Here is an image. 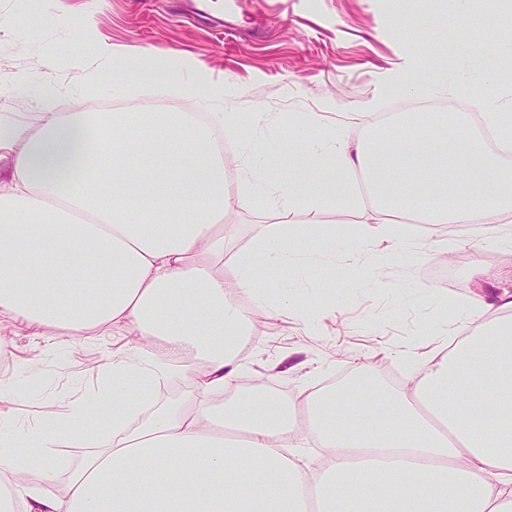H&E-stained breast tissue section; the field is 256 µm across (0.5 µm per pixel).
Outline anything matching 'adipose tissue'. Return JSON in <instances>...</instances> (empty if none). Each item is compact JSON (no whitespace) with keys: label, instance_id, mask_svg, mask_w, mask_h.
Segmentation results:
<instances>
[{"label":"adipose tissue","instance_id":"adipose-tissue-1","mask_svg":"<svg viewBox=\"0 0 512 512\" xmlns=\"http://www.w3.org/2000/svg\"><path fill=\"white\" fill-rule=\"evenodd\" d=\"M156 66L182 96L222 104L234 95L187 57ZM492 74L511 80L512 56ZM492 74L476 65L452 87L441 58L391 82L400 93L449 87L469 99L482 130L452 151L438 149L432 129L407 137L403 120L382 126L368 112L328 128L306 113L312 134L301 139L281 136L270 112L254 113L264 129L255 137L230 110L37 112L1 123L11 177L0 186V313L31 336L119 328L130 339L100 363L97 392L56 424L0 417V512H512V274L501 273L496 302L474 294L438 322L432 350L396 346L397 386L362 363L354 389L303 384L284 398L271 387L277 365L257 374L238 358L258 319L305 316L283 270L328 293L340 257L365 260L377 288L394 256L422 264L448 254L444 238L414 243L396 211L423 224L477 221L512 244V164L484 139L512 150V101L480 94ZM148 76L105 48L85 85ZM228 137L243 145L234 166ZM137 149L155 164L130 163ZM299 154L317 167L296 166ZM358 170L369 175L370 224L320 223L357 205ZM233 171L251 193H232ZM233 208L275 221L241 248L238 225L224 221ZM172 376L188 393L151 405L147 382ZM58 448L88 454L64 477Z\"/></svg>","mask_w":512,"mask_h":512}]
</instances>
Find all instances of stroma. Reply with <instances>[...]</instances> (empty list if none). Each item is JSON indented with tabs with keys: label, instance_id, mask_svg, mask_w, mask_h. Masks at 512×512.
<instances>
[{
	"label": "stroma",
	"instance_id": "stroma-1",
	"mask_svg": "<svg viewBox=\"0 0 512 512\" xmlns=\"http://www.w3.org/2000/svg\"><path fill=\"white\" fill-rule=\"evenodd\" d=\"M198 0H47L48 23L32 32L25 0H0V89L10 104L0 118L13 120L38 111L36 89L17 86L21 74L41 68L55 86L56 112H139L156 104L166 112H196L195 99L173 94L165 75L147 79L133 91L120 88L83 92L87 69L98 65L102 46L116 47L132 58L150 51L162 59L184 54L230 80L239 90L232 105L245 131L253 113L274 112L287 120L317 112L324 125L345 120L347 113L376 111L390 120L402 96L386 95L391 77L412 52L423 65L440 54L453 63L448 78H465V60L491 44L489 29L476 21L486 0H208L207 18H186L183 9ZM442 12L452 29L467 28L465 40L440 42L426 18ZM423 241L445 236L455 241L454 272L430 277L432 263L414 267L395 259L383 287H369L362 264L346 269L336 282V313L317 329L284 315L269 317L240 357L254 369L283 362L288 370L277 383L290 393L301 383L324 388L353 373L357 356L374 352L373 368L391 377L396 363L392 347L408 337L427 342V329L445 308L457 307L476 291L481 270L512 271V250L500 249L484 225L455 224L441 231L418 224ZM125 334L113 333L90 343L72 336L56 358L45 353L47 337L15 336L10 353L0 357V372L14 359L29 360L34 374L21 390L0 393V412L31 421L62 410L98 387L95 367L118 349ZM325 362L313 372L316 362Z\"/></svg>",
	"mask_w": 512,
	"mask_h": 512
}]
</instances>
